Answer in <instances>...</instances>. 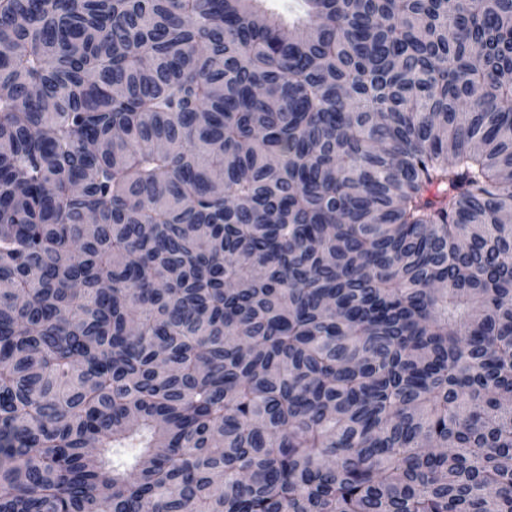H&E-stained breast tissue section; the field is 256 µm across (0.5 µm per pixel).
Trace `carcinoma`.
<instances>
[{"instance_id":"carcinoma-1","label":"carcinoma","mask_w":512,"mask_h":512,"mask_svg":"<svg viewBox=\"0 0 512 512\" xmlns=\"http://www.w3.org/2000/svg\"><path fill=\"white\" fill-rule=\"evenodd\" d=\"M0 0V512H512V0Z\"/></svg>"}]
</instances>
